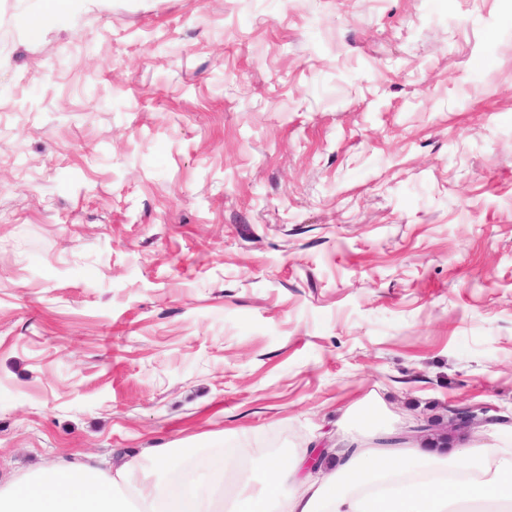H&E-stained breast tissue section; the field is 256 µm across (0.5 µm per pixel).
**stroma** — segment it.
<instances>
[{"label": "stroma", "mask_w": 512, "mask_h": 512, "mask_svg": "<svg viewBox=\"0 0 512 512\" xmlns=\"http://www.w3.org/2000/svg\"><path fill=\"white\" fill-rule=\"evenodd\" d=\"M456 404L512 413V0H0L1 473Z\"/></svg>", "instance_id": "obj_1"}]
</instances>
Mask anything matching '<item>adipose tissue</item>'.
Returning a JSON list of instances; mask_svg holds the SVG:
<instances>
[{"instance_id":"obj_1","label":"adipose tissue","mask_w":512,"mask_h":512,"mask_svg":"<svg viewBox=\"0 0 512 512\" xmlns=\"http://www.w3.org/2000/svg\"><path fill=\"white\" fill-rule=\"evenodd\" d=\"M355 453L332 449L325 472L303 473L302 458L258 463L261 494L224 507L219 472L188 477L180 487L138 480L142 458L165 464L171 451L120 456L109 470L89 456L61 458L24 478L0 477V512H482L512 502V451L480 446L457 466L446 454L405 443L374 448L351 437Z\"/></svg>"}]
</instances>
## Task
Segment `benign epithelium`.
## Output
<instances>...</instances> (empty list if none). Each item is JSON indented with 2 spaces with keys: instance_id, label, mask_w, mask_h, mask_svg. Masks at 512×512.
<instances>
[{
  "instance_id": "7a95c632",
  "label": "benign epithelium",
  "mask_w": 512,
  "mask_h": 512,
  "mask_svg": "<svg viewBox=\"0 0 512 512\" xmlns=\"http://www.w3.org/2000/svg\"><path fill=\"white\" fill-rule=\"evenodd\" d=\"M509 424L512 425V418L500 415L495 407L450 406L442 429L432 428L429 420L419 415L404 429L386 437V440L409 441L420 438L437 442L445 439L450 433L460 432L470 435L482 432L491 426Z\"/></svg>"
}]
</instances>
